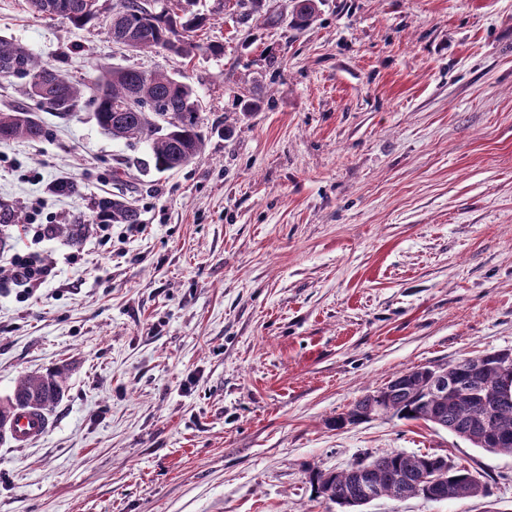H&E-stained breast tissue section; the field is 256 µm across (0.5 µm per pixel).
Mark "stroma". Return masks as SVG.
I'll list each match as a JSON object with an SVG mask.
<instances>
[{
    "instance_id": "obj_1",
    "label": "stroma",
    "mask_w": 512,
    "mask_h": 512,
    "mask_svg": "<svg viewBox=\"0 0 512 512\" xmlns=\"http://www.w3.org/2000/svg\"><path fill=\"white\" fill-rule=\"evenodd\" d=\"M0 0V36L74 81L112 67L182 74L205 148L178 170L113 140L92 108L45 140L0 142V209L70 224L127 188L144 231L21 237L52 264L0 288V399L62 367L49 432L0 439V512H340L309 469L397 449L448 457L489 494L381 497L364 512H512V456L421 421L335 427L415 366L512 349V0H323L307 29L240 24L192 0L190 59ZM265 102L245 116L239 95ZM128 170L116 183L113 169ZM59 177L80 197L57 196Z\"/></svg>"
}]
</instances>
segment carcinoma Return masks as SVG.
Returning <instances> with one entry per match:
<instances>
[{
	"label": "carcinoma",
	"mask_w": 512,
	"mask_h": 512,
	"mask_svg": "<svg viewBox=\"0 0 512 512\" xmlns=\"http://www.w3.org/2000/svg\"><path fill=\"white\" fill-rule=\"evenodd\" d=\"M61 0H26L27 8L48 17L61 16L78 27L97 19L84 11L85 0H67L74 8L57 10ZM320 0H291L289 25L296 30L309 27L318 14ZM123 9V27L107 28L109 37L119 42L125 35L135 40L134 50L164 48L181 58H191L204 51L219 53L224 47L202 44L192 32L205 19L198 15H179L170 9L160 11L150 0H119ZM233 10L243 21L265 13V21L281 22V15L264 12L263 0H234ZM51 74L55 84L38 88L32 80ZM0 78H17L26 82V94L35 107L18 105L0 112V140H41L51 135L50 127L40 116L48 112L67 120L86 103L94 106L100 128L114 140L128 144L145 142L158 171L180 169L199 158L204 148L202 118L193 87L174 75L155 71L114 67L100 72L91 80L95 95L86 99L83 87L72 83L57 64L38 59L29 49L0 37ZM163 126L157 125L158 117ZM51 190L59 196H79L82 185L72 178H61ZM95 218L104 217L111 224H139L141 211L122 196L103 197L94 202ZM443 372L451 382L445 395L434 393L430 376ZM66 372L57 368L45 374L26 375L13 393L0 402V426L17 407L28 400L39 402L37 410H51L62 399ZM383 404L385 414L406 420H422L448 430L477 448L492 453L512 454V349L450 362L432 368L421 366L399 373L386 385ZM378 406L375 393L358 399L339 414L336 422L372 412ZM437 472L443 477L442 500L452 501L487 495L485 484L464 466L448 458L429 453L390 450L369 461L360 460L339 472L310 470L316 494L326 501L362 512L371 501L389 496L397 500L425 498L424 478Z\"/></svg>",
	"instance_id": "cac0c4a2"
}]
</instances>
